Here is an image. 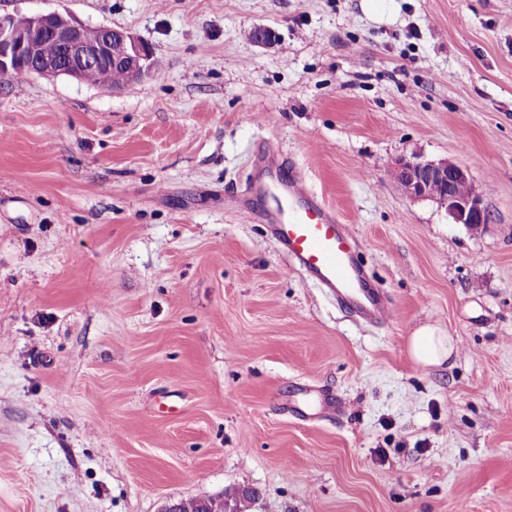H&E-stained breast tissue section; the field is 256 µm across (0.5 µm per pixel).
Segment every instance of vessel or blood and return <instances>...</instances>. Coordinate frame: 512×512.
I'll list each match as a JSON object with an SVG mask.
<instances>
[{"mask_svg": "<svg viewBox=\"0 0 512 512\" xmlns=\"http://www.w3.org/2000/svg\"><path fill=\"white\" fill-rule=\"evenodd\" d=\"M257 192L276 239L311 281L361 319L381 323L389 318L386 299L372 284L345 225L308 187L294 163L270 158L260 170ZM327 404L325 397L304 389L290 401L309 422L319 420Z\"/></svg>", "mask_w": 512, "mask_h": 512, "instance_id": "vessel-or-blood-1", "label": "vessel or blood"}]
</instances>
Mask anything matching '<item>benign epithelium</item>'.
<instances>
[{"label": "benign epithelium", "instance_id": "1", "mask_svg": "<svg viewBox=\"0 0 512 512\" xmlns=\"http://www.w3.org/2000/svg\"><path fill=\"white\" fill-rule=\"evenodd\" d=\"M40 49L36 57L30 49ZM154 49L124 29L90 28L56 11L34 15L0 13V76L28 70L46 77L87 81L108 63L124 71L126 83L149 77ZM393 171L404 195L438 203L457 224H483L486 209L468 167L450 159H400Z\"/></svg>", "mask_w": 512, "mask_h": 512}]
</instances>
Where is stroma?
<instances>
[{"label":"stroma","instance_id":"35a3bbf8","mask_svg":"<svg viewBox=\"0 0 512 512\" xmlns=\"http://www.w3.org/2000/svg\"><path fill=\"white\" fill-rule=\"evenodd\" d=\"M0 0L149 43L114 92L0 78V512H512V0ZM267 26L271 45L248 34ZM386 295L341 310L241 202L259 145ZM470 167L468 229L391 178ZM457 341L425 367L424 324ZM337 396L315 423L297 384ZM409 351L416 363L439 366L455 354L457 345L452 336H446L431 324L416 329L409 337ZM253 495L252 493H249L246 490L241 491V497L240 493H238V496H233L231 498H199V499H185V500H179L177 502H174V510L176 512H208L213 509H220L224 505V511L226 508H237L238 500L241 498H249V496ZM174 510L171 509V507L168 504H165L161 508V512H174Z\"/></svg>","mask_w":512,"mask_h":512}]
</instances>
